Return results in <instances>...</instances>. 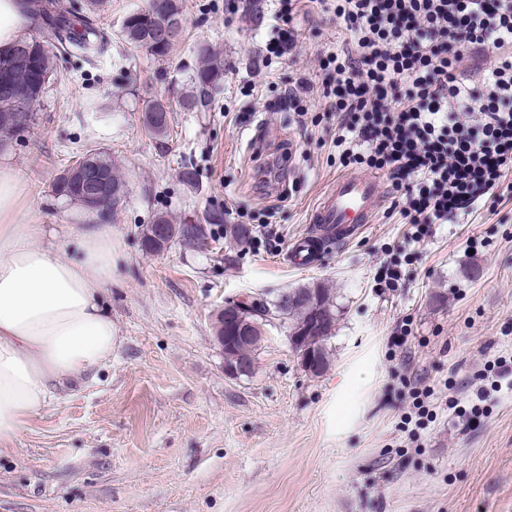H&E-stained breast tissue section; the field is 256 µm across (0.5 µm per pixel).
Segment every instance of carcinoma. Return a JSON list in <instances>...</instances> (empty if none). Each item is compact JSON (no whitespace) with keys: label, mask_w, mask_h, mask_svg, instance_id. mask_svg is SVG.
Wrapping results in <instances>:
<instances>
[{"label":"carcinoma","mask_w":512,"mask_h":512,"mask_svg":"<svg viewBox=\"0 0 512 512\" xmlns=\"http://www.w3.org/2000/svg\"><path fill=\"white\" fill-rule=\"evenodd\" d=\"M157 8L153 17L145 18L138 12L127 15L123 22V36L136 46L143 47L158 59H164L174 43L164 38L162 30L169 18L177 16L186 22L180 0H155ZM30 10L40 17L47 15L64 18L60 26L46 27L47 38L37 40L24 39L13 46L7 53H0V65L14 64L22 57L32 60L45 72L52 75L55 52L66 53L71 57L91 61L92 57L105 50L110 36L98 26L92 16L94 9L81 14L77 12L70 0H28ZM222 71L214 66L210 47L199 48L198 65L195 69L190 92L180 97L179 105L192 112L208 110L212 101V93L218 87ZM43 91H33L27 87V74L17 70L13 81L8 86L0 85V113L4 119L0 121V147L19 135V131L31 126L34 120V104L39 101ZM170 104L164 99L153 100L146 108L144 122L157 138L166 136L169 130ZM90 162L98 169L102 179L112 191V201L116 202L124 195V184L112 170V161L98 154L90 157ZM56 193L78 205L79 208L97 221L104 219L102 199L85 189V182L72 172L64 179L55 182ZM220 216H211L208 224H176L178 234L189 233L190 241L197 247L215 240L219 233ZM281 321L287 323L289 338L303 337L301 344L292 350L305 359L303 346L310 345L317 355V364L307 368L313 376L321 374L328 363L325 344L332 336L336 325V310L331 298V290L320 283L303 285L283 294L273 304ZM268 308L262 303L255 308L238 309V321L243 329L245 339L224 343V356L230 362L241 367L254 365L255 353L264 335V327L260 309Z\"/></svg>","instance_id":"cac0c4a2"}]
</instances>
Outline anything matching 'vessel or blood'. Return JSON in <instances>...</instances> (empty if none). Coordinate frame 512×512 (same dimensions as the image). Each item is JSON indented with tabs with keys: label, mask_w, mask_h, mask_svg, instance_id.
Listing matches in <instances>:
<instances>
[{
	"label": "vessel or blood",
	"mask_w": 512,
	"mask_h": 512,
	"mask_svg": "<svg viewBox=\"0 0 512 512\" xmlns=\"http://www.w3.org/2000/svg\"><path fill=\"white\" fill-rule=\"evenodd\" d=\"M382 203L380 186L372 176H341L320 202L314 216L321 236L344 244L371 224Z\"/></svg>",
	"instance_id": "vessel-or-blood-1"
}]
</instances>
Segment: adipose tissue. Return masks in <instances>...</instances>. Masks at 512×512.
I'll list each match as a JSON object with an SVG mask.
<instances>
[{
    "label": "adipose tissue",
    "instance_id": "1",
    "mask_svg": "<svg viewBox=\"0 0 512 512\" xmlns=\"http://www.w3.org/2000/svg\"><path fill=\"white\" fill-rule=\"evenodd\" d=\"M35 17L22 0H0V53L24 37ZM28 188L0 164V446L10 444L53 388L100 368L118 329L102 293L119 244L111 226L82 224L63 258L26 221Z\"/></svg>",
    "mask_w": 512,
    "mask_h": 512
}]
</instances>
